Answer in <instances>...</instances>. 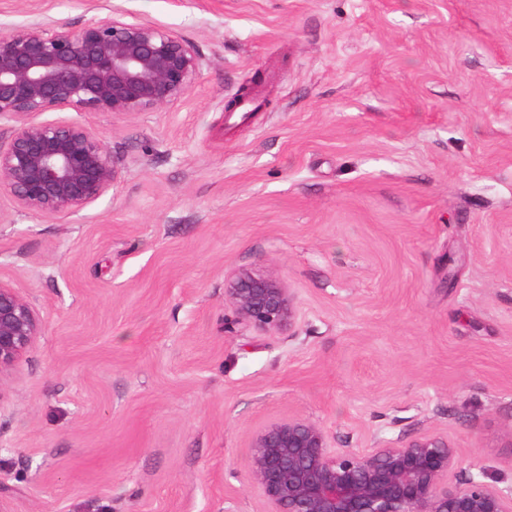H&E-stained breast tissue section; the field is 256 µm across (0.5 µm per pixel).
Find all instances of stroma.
Masks as SVG:
<instances>
[{"label": "stroma", "mask_w": 512, "mask_h": 512, "mask_svg": "<svg viewBox=\"0 0 512 512\" xmlns=\"http://www.w3.org/2000/svg\"><path fill=\"white\" fill-rule=\"evenodd\" d=\"M116 13L201 72L156 112L42 113L103 138L94 204L0 193V281L43 327L0 377V512H265L249 439L288 417L440 435L451 480L512 488V0H0V33ZM238 267L292 333H225Z\"/></svg>", "instance_id": "1"}]
</instances>
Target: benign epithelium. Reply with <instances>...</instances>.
<instances>
[{
    "mask_svg": "<svg viewBox=\"0 0 512 512\" xmlns=\"http://www.w3.org/2000/svg\"><path fill=\"white\" fill-rule=\"evenodd\" d=\"M195 45L121 16L73 30L16 27L0 34V190L43 216L76 212L109 193L119 172L100 134L80 123L35 122L43 112L137 114L170 108L200 74ZM224 332L291 333L293 297L276 276L242 267L224 277ZM42 335L32 303L0 281V376ZM251 486L269 512H512V489L448 478L457 450L437 435L340 450L317 424L288 418L256 429Z\"/></svg>",
    "mask_w": 512,
    "mask_h": 512,
    "instance_id": "1",
    "label": "benign epithelium"
}]
</instances>
